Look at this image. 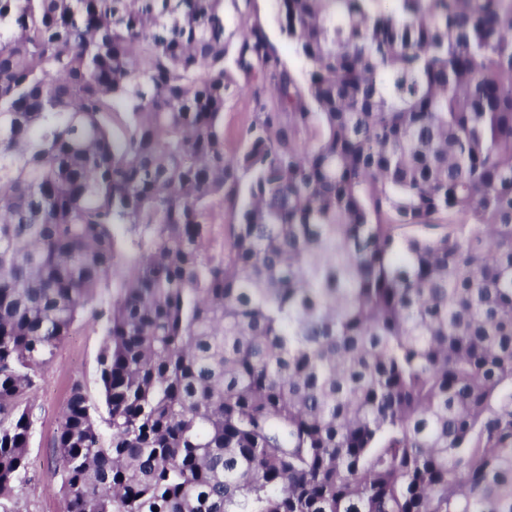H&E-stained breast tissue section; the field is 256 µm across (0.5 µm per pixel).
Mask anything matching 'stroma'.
I'll return each instance as SVG.
<instances>
[{
  "instance_id": "obj_1",
  "label": "stroma",
  "mask_w": 512,
  "mask_h": 512,
  "mask_svg": "<svg viewBox=\"0 0 512 512\" xmlns=\"http://www.w3.org/2000/svg\"><path fill=\"white\" fill-rule=\"evenodd\" d=\"M229 26L243 27L252 19L266 25L271 41L281 59L294 72H302L304 65L292 46L280 36L275 23V0H252L250 13H237L232 0L224 2ZM255 110V102L248 88L227 99L224 105V151L233 156L238 147L241 129ZM103 343V324L83 314L73 325L69 336L57 349L52 360L40 367L31 394L33 430L28 453L27 482L18 494L19 512H63L64 497L60 476L56 469L53 440L56 428L73 384H81L89 402L97 410H104L98 376L97 358Z\"/></svg>"
}]
</instances>
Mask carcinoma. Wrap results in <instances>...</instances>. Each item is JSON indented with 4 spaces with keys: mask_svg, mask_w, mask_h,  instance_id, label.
<instances>
[{
    "mask_svg": "<svg viewBox=\"0 0 512 512\" xmlns=\"http://www.w3.org/2000/svg\"><path fill=\"white\" fill-rule=\"evenodd\" d=\"M276 5L0 0V512L88 309L64 512H512V0ZM225 15L228 24L231 28L245 27L249 24L254 17L266 25L267 31L271 41L275 44L281 59L288 65V67L302 75L304 65L298 56L295 54L292 46L279 35V32L274 23L275 16V0H251L252 8L250 14L240 15L237 13L233 6V0H224ZM241 89L227 99L224 105V151L227 157L235 154L241 129L252 119L255 102L244 81L239 80Z\"/></svg>",
    "mask_w": 512,
    "mask_h": 512,
    "instance_id": "carcinoma-1",
    "label": "carcinoma"
}]
</instances>
